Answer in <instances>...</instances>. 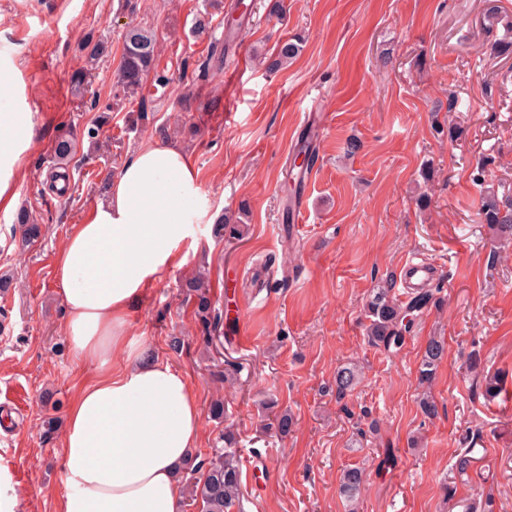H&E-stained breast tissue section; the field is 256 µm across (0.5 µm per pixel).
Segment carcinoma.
I'll use <instances>...</instances> for the list:
<instances>
[{"label": "carcinoma", "instance_id": "cac0c4a2", "mask_svg": "<svg viewBox=\"0 0 512 512\" xmlns=\"http://www.w3.org/2000/svg\"><path fill=\"white\" fill-rule=\"evenodd\" d=\"M87 50L86 64L93 67L107 53L102 42L87 39L83 43ZM301 51L298 39H286L277 43L274 52L266 60V68L279 70L293 60ZM157 39L155 33L145 28L133 27L123 36L121 61L118 70V83L126 90H137L142 80L156 68ZM75 140L70 130L63 128L54 140L53 158L57 165H67L75 153ZM479 215L482 222L489 225L499 241H512V203L498 198L493 190L486 191L480 200ZM17 224L22 229L23 242L33 243L41 237V225L31 219L25 210L17 215ZM189 291L196 293L198 313L204 322H218V315H210L211 302L202 291L201 282L194 280L187 284ZM431 295L425 291L410 297L405 305L398 304L392 295V289L381 286L372 290L367 304L366 326L367 342L375 348L386 351L397 349L404 341V333L414 324L417 317L428 308ZM445 357V342L440 336L429 337L419 367L421 383L431 381ZM360 372L352 363L336 371V398L342 399L359 384ZM237 440L230 429L224 430V447L214 450L211 458L192 467V471L201 473L191 486V499L201 504L202 512H233L242 496V476L239 460L236 456ZM363 486V471L351 467L344 471L340 493L349 503V512L358 508V499Z\"/></svg>", "mask_w": 512, "mask_h": 512}]
</instances>
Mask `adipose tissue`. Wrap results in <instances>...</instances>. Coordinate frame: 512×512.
I'll return each mask as SVG.
<instances>
[{"mask_svg": "<svg viewBox=\"0 0 512 512\" xmlns=\"http://www.w3.org/2000/svg\"><path fill=\"white\" fill-rule=\"evenodd\" d=\"M25 91L21 72L0 56V205L8 209L30 147L14 110ZM207 215L190 155L152 143L65 239L55 270L64 334L76 364L92 365L96 376L67 410L56 512H180V472L199 440L200 406L182 372L129 336L127 316Z\"/></svg>", "mask_w": 512, "mask_h": 512, "instance_id": "1", "label": "adipose tissue"}]
</instances>
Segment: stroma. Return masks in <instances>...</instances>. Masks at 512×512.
<instances>
[{
    "mask_svg": "<svg viewBox=\"0 0 512 512\" xmlns=\"http://www.w3.org/2000/svg\"><path fill=\"white\" fill-rule=\"evenodd\" d=\"M250 3L224 68L206 71L224 25L205 0H0V52L23 74L32 138L15 207L0 209V276L9 279L0 290V455L14 464L21 512H56L60 426L95 375L75 366L63 332L57 255L104 200V184L156 141L190 152L210 217H244L236 237L208 220L194 225L176 265L128 314L129 334L180 369L199 400L194 459L223 447L230 426L242 465H255L239 512H348L340 477L355 466L365 474L360 512H463L462 501L487 495L495 512H512V245L482 223L475 182L512 200V55L491 52L512 23V0H285L280 15L269 0ZM204 11L210 30L197 38ZM133 26L158 38L157 68L134 96L116 82ZM292 36L302 40L292 63L275 72L257 63ZM87 38L109 53L76 97L70 77L86 65ZM310 112L327 122L296 188L283 164ZM62 128L78 139L64 194L52 152ZM351 141L360 144L352 153ZM296 195L306 208L298 235L287 219ZM23 209L43 226L28 246L16 224ZM416 255L438 266L432 305L397 351L369 346L373 288L391 285L407 300L399 272ZM200 273L215 327L186 288ZM432 336L444 337L446 354L429 419L418 370ZM351 362L362 379L340 400L336 370ZM496 375L505 390L490 398L484 382ZM217 398L220 420L210 412ZM284 412L295 422L285 437ZM470 430L483 440L460 476L455 454Z\"/></svg>",
    "mask_w": 512,
    "mask_h": 512,
    "instance_id": "stroma-1",
    "label": "stroma"
}]
</instances>
